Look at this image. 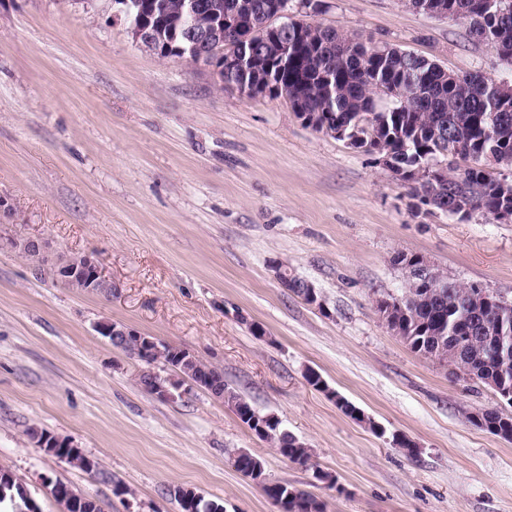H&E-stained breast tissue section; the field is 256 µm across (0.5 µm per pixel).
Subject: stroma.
Instances as JSON below:
<instances>
[{
	"mask_svg": "<svg viewBox=\"0 0 512 512\" xmlns=\"http://www.w3.org/2000/svg\"><path fill=\"white\" fill-rule=\"evenodd\" d=\"M289 7L457 74L512 80V63L460 22L405 0ZM29 239L38 261L13 247ZM401 252L512 300V223L417 212L373 155L307 127L284 99L159 59L116 0H0V469L40 512H61L54 481L101 512H181L178 486L224 512H280L233 468L242 450L325 512H512V441L464 418L496 407L492 390L414 353L374 309L404 289ZM83 254L111 296L56 279ZM283 272L311 282L320 305L288 291ZM102 321L223 370L311 448L310 466L190 383L166 401L146 393L141 362L96 332ZM311 369L328 392L307 384ZM338 395L369 423L343 414ZM32 427L68 439L96 471L37 448Z\"/></svg>",
	"mask_w": 512,
	"mask_h": 512,
	"instance_id": "1",
	"label": "stroma"
}]
</instances>
